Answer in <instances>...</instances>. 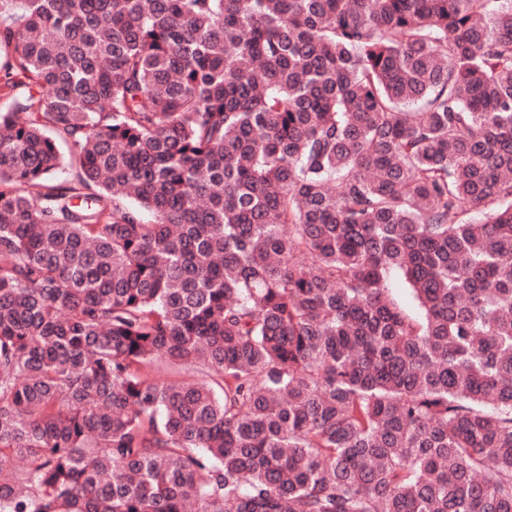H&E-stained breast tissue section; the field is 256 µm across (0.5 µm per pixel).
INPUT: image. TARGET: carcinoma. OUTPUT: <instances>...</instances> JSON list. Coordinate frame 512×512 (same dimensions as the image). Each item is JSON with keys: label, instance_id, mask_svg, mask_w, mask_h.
<instances>
[{"label": "carcinoma", "instance_id": "obj_1", "mask_svg": "<svg viewBox=\"0 0 512 512\" xmlns=\"http://www.w3.org/2000/svg\"><path fill=\"white\" fill-rule=\"evenodd\" d=\"M0 95V512H512V0H0Z\"/></svg>", "mask_w": 512, "mask_h": 512}]
</instances>
